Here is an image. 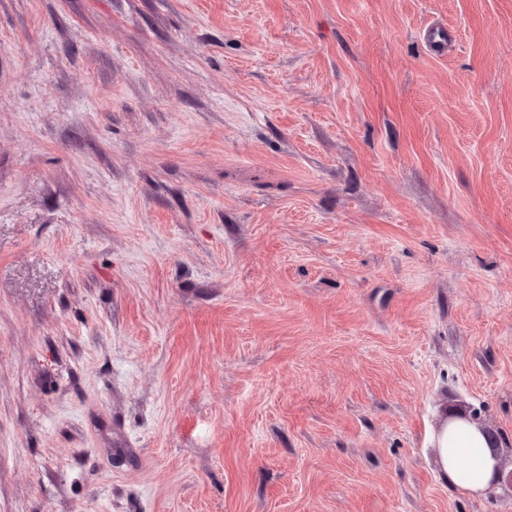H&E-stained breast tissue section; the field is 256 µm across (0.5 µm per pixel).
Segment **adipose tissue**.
I'll return each instance as SVG.
<instances>
[{
	"label": "adipose tissue",
	"instance_id": "obj_1",
	"mask_svg": "<svg viewBox=\"0 0 512 512\" xmlns=\"http://www.w3.org/2000/svg\"><path fill=\"white\" fill-rule=\"evenodd\" d=\"M432 446L441 478L466 494H485L500 479L495 442L486 428L460 411H450Z\"/></svg>",
	"mask_w": 512,
	"mask_h": 512
}]
</instances>
